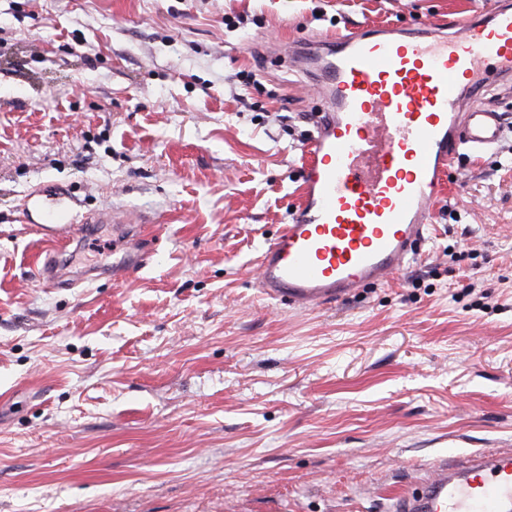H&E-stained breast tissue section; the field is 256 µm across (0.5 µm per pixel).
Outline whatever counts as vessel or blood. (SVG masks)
Instances as JSON below:
<instances>
[{
	"instance_id": "obj_1",
	"label": "vessel or blood",
	"mask_w": 512,
	"mask_h": 512,
	"mask_svg": "<svg viewBox=\"0 0 512 512\" xmlns=\"http://www.w3.org/2000/svg\"><path fill=\"white\" fill-rule=\"evenodd\" d=\"M323 101L302 199L264 249L267 298L316 309L387 283L426 240L442 179L466 151L501 138L507 113L478 102L512 93V0L418 28L355 26L313 43ZM390 512H512V456L437 464Z\"/></svg>"
}]
</instances>
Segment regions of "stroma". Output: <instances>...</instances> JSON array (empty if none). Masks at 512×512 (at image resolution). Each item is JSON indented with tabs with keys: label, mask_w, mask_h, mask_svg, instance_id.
<instances>
[{
	"label": "stroma",
	"mask_w": 512,
	"mask_h": 512,
	"mask_svg": "<svg viewBox=\"0 0 512 512\" xmlns=\"http://www.w3.org/2000/svg\"><path fill=\"white\" fill-rule=\"evenodd\" d=\"M491 2L0 0V512H387L512 452V139L459 158L387 284L256 286L321 107L288 43Z\"/></svg>",
	"instance_id": "35a3bbf8"
}]
</instances>
